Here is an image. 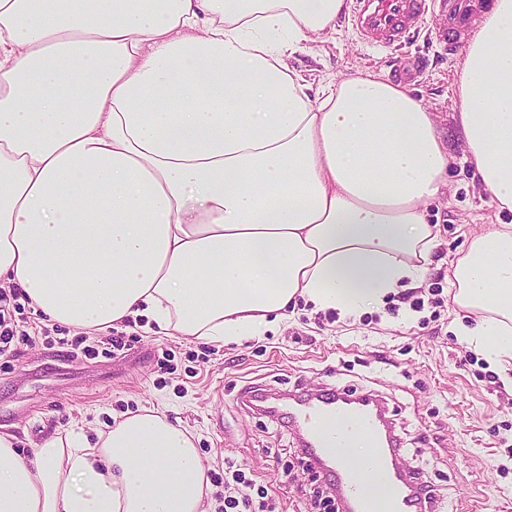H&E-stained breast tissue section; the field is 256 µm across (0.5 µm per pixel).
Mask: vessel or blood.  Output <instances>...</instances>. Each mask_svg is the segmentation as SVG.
<instances>
[{"label": "vessel or blood", "instance_id": "b4317fda", "mask_svg": "<svg viewBox=\"0 0 512 512\" xmlns=\"http://www.w3.org/2000/svg\"><path fill=\"white\" fill-rule=\"evenodd\" d=\"M483 0H349L345 20L364 46L395 55V76L409 82L421 73L417 56L409 53L427 16L443 17L440 38L455 46L471 34ZM290 420L305 441V451L325 460L324 474L351 512H423L409 494L398 467L396 448L387 445L373 405L347 404L332 392L290 408ZM368 440L361 466L371 483L358 481L348 466L353 444Z\"/></svg>", "mask_w": 512, "mask_h": 512}]
</instances>
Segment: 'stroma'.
Wrapping results in <instances>:
<instances>
[{
    "instance_id": "35a3bbf8",
    "label": "stroma",
    "mask_w": 512,
    "mask_h": 512,
    "mask_svg": "<svg viewBox=\"0 0 512 512\" xmlns=\"http://www.w3.org/2000/svg\"><path fill=\"white\" fill-rule=\"evenodd\" d=\"M441 23L430 17L423 24L415 48L428 71L411 91L453 158L445 192L429 206L442 245L426 281L444 288L467 239L512 215L498 213L472 179L452 109L466 47L446 51ZM288 65L314 91L330 79L395 70L341 21ZM16 304V322L31 339L0 357V429L17 436L19 451L72 429L93 439L111 429L113 416L150 408L193 434L210 472L223 475L233 462L267 487L276 512H320L331 493L323 472L309 467L289 422L260 411L256 398L345 389L384 403L404 470L434 485L436 512H512V369L483 380L462 366L464 351L449 326L463 311L453 302L424 307L410 324L390 307L367 321L304 314L278 332L221 346L132 325L122 358L103 353V333L46 324L23 296ZM81 333L94 355L71 352L69 340Z\"/></svg>"
}]
</instances>
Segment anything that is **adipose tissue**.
<instances>
[{
    "instance_id": "obj_1",
    "label": "adipose tissue",
    "mask_w": 512,
    "mask_h": 512,
    "mask_svg": "<svg viewBox=\"0 0 512 512\" xmlns=\"http://www.w3.org/2000/svg\"><path fill=\"white\" fill-rule=\"evenodd\" d=\"M346 0H0V282L48 320L224 344L290 310L344 319L421 287L450 156L384 74L309 95L286 62ZM453 110L474 177L512 213V0H493ZM453 332L512 368V223L451 264ZM0 433V512H206L186 429L153 411L31 456Z\"/></svg>"
}]
</instances>
